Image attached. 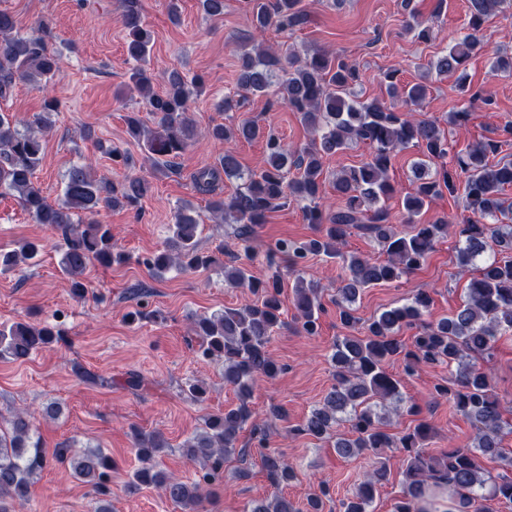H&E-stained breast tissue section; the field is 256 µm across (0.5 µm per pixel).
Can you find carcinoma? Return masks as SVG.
<instances>
[{"label": "carcinoma", "mask_w": 512, "mask_h": 512, "mask_svg": "<svg viewBox=\"0 0 512 512\" xmlns=\"http://www.w3.org/2000/svg\"><path fill=\"white\" fill-rule=\"evenodd\" d=\"M250 24L257 34L271 27L285 31L306 20L301 0H249ZM122 26L126 50L135 62L129 80L141 93L143 104L153 115L157 129H146L138 112L126 116L128 135L141 146L155 171L177 172L176 159L188 147L193 124L188 118L198 95L201 80L186 81L172 74L161 92L154 90L148 61L153 43L151 30L142 15L139 0H121ZM466 32L450 48L428 63L439 75L460 72L472 54L484 48L483 26L490 19L512 10V0H468ZM408 29L420 42L431 40V26L410 13ZM47 23L36 20L28 32L18 30L15 16L0 10V99L8 96L16 82L46 88L61 73L57 50L45 39ZM239 97L264 96L279 89L280 100L298 114L310 130V140L293 149L274 133L258 124L244 121L237 126L215 124L205 136L227 144L215 162L193 174L196 189L212 196L209 209L221 224L234 226V236L248 259H253L251 243L257 228L265 223L267 212L293 198L305 203L304 218L314 228L306 240L279 239L268 249L267 258L279 256L295 275L293 305L295 331L316 336L320 331L318 283L305 280L298 266L308 256L323 255L338 260L343 270L337 288L336 306L341 323L357 331L336 339L331 362L333 383L321 402L312 408L295 431L318 441H333L343 459L394 449L403 469L401 496L393 512H427L433 488H443L453 500L455 512H486L484 502L492 499L512 503V458L503 454V436L512 433L509 409L495 393L491 375L480 366L496 355L498 337L512 332V202L503 198L512 187V161L491 162L503 145L512 140V124L500 129V137H487L464 155L457 156V168L441 176L429 174L430 165L448 156V132L435 120L418 118L402 105L417 106L426 97L422 83L400 84L396 74L384 76L391 102L361 99L355 92L360 82L356 65L331 51L317 50L300 56L280 53L262 44H243L239 55ZM57 110V101L45 99V111L20 122L0 111V192L11 194L38 224L61 236L62 271L70 278V291L83 298L87 285L83 275L91 266L110 267L127 261L125 253L112 242V228L91 219L102 207L138 208L151 190L144 175H127L119 182L96 179L91 165H71L64 178L61 198L47 201L33 182V175L44 155V134L51 128L48 114ZM264 141L263 165L243 170L229 144L237 140ZM370 149L366 161L342 169L333 188L343 205L333 210L323 203L324 161L354 144ZM409 146L418 148L415 162L416 186L402 199V210L409 230L399 231L387 201L397 195L388 170L394 152ZM297 176H290L291 170ZM464 178L466 208L471 216L459 226L457 258L460 265L476 268L469 281L465 300L452 313L424 321L432 303L430 294L418 289L404 303L384 309L363 322L353 304L366 288L397 282L425 264L436 244L448 236L454 224L438 218L418 224L415 218L443 190L452 194L456 180ZM242 182L230 197L218 193L223 180ZM201 216L185 205L174 214L162 249L143 259L155 276L172 268L208 269L218 263L216 255L203 251L197 239ZM356 229L378 241L384 260H373L345 253L340 245ZM41 249L37 241H25L19 249L0 251V273L13 270L19 262L34 259ZM224 283L230 288H248L258 296L256 303L243 308H226L192 319V332L199 338L198 357L223 367L224 385L236 393L238 404L203 418L199 431L187 439L182 455L200 469L191 482L173 479L158 468L157 458L170 444L160 431L131 427L133 448L142 466L128 482L132 490L155 487L181 512H201L209 488L222 480L224 463L233 455L246 460L252 449L238 446L240 433L254 417L251 405L254 383L259 378L273 381L284 367L271 355L272 337L287 326L281 296L285 280L275 272L257 275L244 263L224 265ZM413 326L420 331L408 342L400 333ZM59 332L49 325L13 323L0 329V358L26 359L52 343ZM402 362V374L411 377L423 366L445 365L449 377L433 385L432 401L445 400L469 419L475 430L473 446L450 448L432 454L427 444L435 430L425 420L412 430L396 436L387 429L391 416L416 413L401 391V378L388 370ZM347 425L350 435H338ZM252 435L262 446L261 467L270 484L278 489L296 478V471L279 451L264 447L258 427ZM58 461L72 474L89 484L98 495L95 512H112L109 487L112 457L100 447H76L65 443L56 449ZM499 459L506 470L492 475L481 468L479 458ZM47 455L34 413L18 410L0 419V512H11L10 504L27 500L34 478L46 467ZM387 476V464L374 462L353 495L341 502L340 512H370L375 494ZM330 497L322 483L307 499L306 512H322L323 499ZM249 512H300L281 493L252 502Z\"/></svg>", "instance_id": "cac0c4a2"}]
</instances>
